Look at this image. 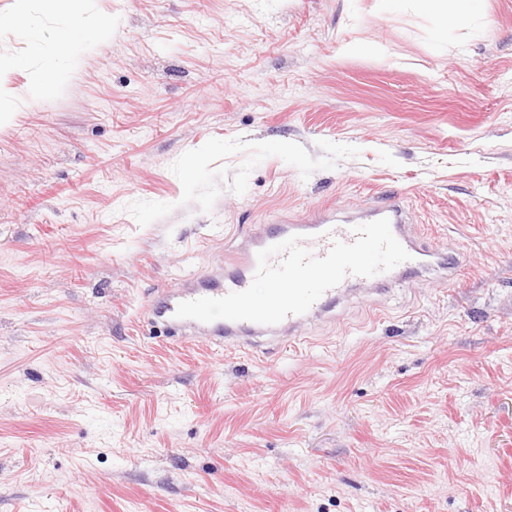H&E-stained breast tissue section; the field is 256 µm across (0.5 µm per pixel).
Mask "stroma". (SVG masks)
I'll return each mask as SVG.
<instances>
[{
	"instance_id": "1",
	"label": "stroma",
	"mask_w": 512,
	"mask_h": 512,
	"mask_svg": "<svg viewBox=\"0 0 512 512\" xmlns=\"http://www.w3.org/2000/svg\"><path fill=\"white\" fill-rule=\"evenodd\" d=\"M85 10L110 40L33 98L78 20L0 0V512H512V0L444 37L405 0ZM393 194L454 281L353 287L291 354L144 325L255 225ZM20 65L19 59L11 55L0 54V123L7 122L10 118L7 96L9 95V76ZM62 69L50 62L45 69L34 79L30 80L27 92L32 97L44 95L60 83Z\"/></svg>"
}]
</instances>
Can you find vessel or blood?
<instances>
[{
	"mask_svg": "<svg viewBox=\"0 0 512 512\" xmlns=\"http://www.w3.org/2000/svg\"><path fill=\"white\" fill-rule=\"evenodd\" d=\"M380 218L389 220L393 235L410 255L409 260L402 264L403 270L413 271L426 266L433 252L407 225L401 199L396 197L370 208L368 221ZM296 235L302 236L304 247L318 257L325 256L334 241L350 243L355 239L352 224L337 223L335 213L328 209L318 210L310 219L298 223L259 225L225 274L212 278H188L163 289L157 303L147 312L146 322L168 339L176 337L180 341L191 342L205 338L218 346L230 344L243 350L251 346L253 338L275 333L279 334L283 347L292 348L304 343L299 326L321 319L342 294L344 286L359 283V276H347L343 285L324 292L306 313L288 316L275 325L225 319L204 323L175 315L181 302L201 297L220 298L247 289L256 271L258 252Z\"/></svg>",
	"mask_w": 512,
	"mask_h": 512,
	"instance_id": "1",
	"label": "vessel or blood"
}]
</instances>
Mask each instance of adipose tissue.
Returning <instances> with one entry per match:
<instances>
[{
    "instance_id": "adipose-tissue-1",
    "label": "adipose tissue",
    "mask_w": 512,
    "mask_h": 512,
    "mask_svg": "<svg viewBox=\"0 0 512 512\" xmlns=\"http://www.w3.org/2000/svg\"><path fill=\"white\" fill-rule=\"evenodd\" d=\"M418 12L432 16L438 24L440 34H447L449 25L461 19L472 18L483 10V0H408ZM112 33L109 20L88 16L82 19L79 31H62L55 37L57 63L48 64L34 79L30 80L27 92L30 96L44 95L60 83L62 70L60 59L70 55L76 42L95 46L106 42Z\"/></svg>"
}]
</instances>
